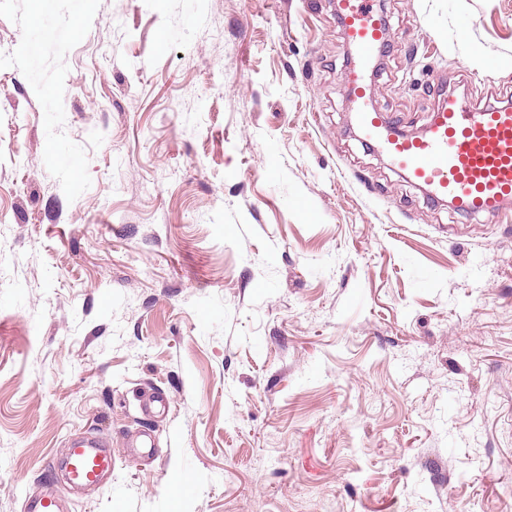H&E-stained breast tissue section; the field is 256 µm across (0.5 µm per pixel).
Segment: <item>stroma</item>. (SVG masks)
Returning <instances> with one entry per match:
<instances>
[{
  "instance_id": "stroma-1",
  "label": "stroma",
  "mask_w": 512,
  "mask_h": 512,
  "mask_svg": "<svg viewBox=\"0 0 512 512\" xmlns=\"http://www.w3.org/2000/svg\"><path fill=\"white\" fill-rule=\"evenodd\" d=\"M378 2L403 133L512 105V0ZM348 59L334 0H0V512L84 435L62 512H512V215L364 142ZM113 462L112 452L102 441L87 438L73 443L64 464L74 484L92 487L101 483L106 472H112Z\"/></svg>"
}]
</instances>
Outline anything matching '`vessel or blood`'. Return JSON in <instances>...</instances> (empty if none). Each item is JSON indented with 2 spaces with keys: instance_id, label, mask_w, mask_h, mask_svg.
Instances as JSON below:
<instances>
[{
  "instance_id": "vessel-or-blood-1",
  "label": "vessel or blood",
  "mask_w": 512,
  "mask_h": 512,
  "mask_svg": "<svg viewBox=\"0 0 512 512\" xmlns=\"http://www.w3.org/2000/svg\"><path fill=\"white\" fill-rule=\"evenodd\" d=\"M342 35L352 49L345 80L359 102V131L376 142L394 168L432 199L472 215L498 216L512 201V107L475 108L446 96L423 135L409 136L390 126L371 105L372 74L389 36L386 18L374 0H337ZM111 451L100 440L75 441L65 468L77 485H99L111 471ZM58 498L45 488L29 495L24 512H58Z\"/></svg>"
}]
</instances>
